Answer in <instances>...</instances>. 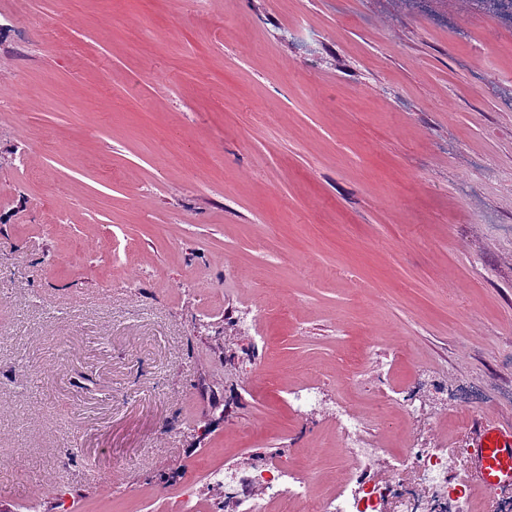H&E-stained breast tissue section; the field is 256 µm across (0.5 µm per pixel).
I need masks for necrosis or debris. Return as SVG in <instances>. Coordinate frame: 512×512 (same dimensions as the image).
I'll list each match as a JSON object with an SVG mask.
<instances>
[{"label": "necrosis or debris", "instance_id": "1", "mask_svg": "<svg viewBox=\"0 0 512 512\" xmlns=\"http://www.w3.org/2000/svg\"><path fill=\"white\" fill-rule=\"evenodd\" d=\"M327 384L320 374L299 385L271 377L265 387L295 413L318 410L335 417L342 439L335 489L313 498L319 449L307 451L299 468L287 455L258 453L249 465L228 461L207 470L208 483L224 491L210 512H266L272 503L295 512H475L478 494L455 450L413 443L393 451L385 435H362L367 418L347 398L328 399Z\"/></svg>", "mask_w": 512, "mask_h": 512}]
</instances>
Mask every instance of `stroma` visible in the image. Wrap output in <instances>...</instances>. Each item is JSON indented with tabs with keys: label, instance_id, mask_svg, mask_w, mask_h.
Wrapping results in <instances>:
<instances>
[{
	"label": "stroma",
	"instance_id": "1",
	"mask_svg": "<svg viewBox=\"0 0 512 512\" xmlns=\"http://www.w3.org/2000/svg\"><path fill=\"white\" fill-rule=\"evenodd\" d=\"M0 506L167 512L336 422L243 369L424 392L512 425V20L465 0H0ZM488 52L473 55V42ZM285 308L274 348L225 325ZM242 408L212 416L215 398ZM370 348L371 345L367 342L361 350H350L340 354L337 359L336 377L345 378L348 386L353 387L354 379L362 375L363 361ZM177 492V499L173 502L171 511L198 512L201 510L199 489L195 482H181Z\"/></svg>",
	"mask_w": 512,
	"mask_h": 512
}]
</instances>
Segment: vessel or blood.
<instances>
[{"instance_id": "obj_1", "label": "vessel or blood", "mask_w": 512, "mask_h": 512, "mask_svg": "<svg viewBox=\"0 0 512 512\" xmlns=\"http://www.w3.org/2000/svg\"><path fill=\"white\" fill-rule=\"evenodd\" d=\"M469 454L480 489L495 490L512 483V426L488 418L472 420Z\"/></svg>"}]
</instances>
